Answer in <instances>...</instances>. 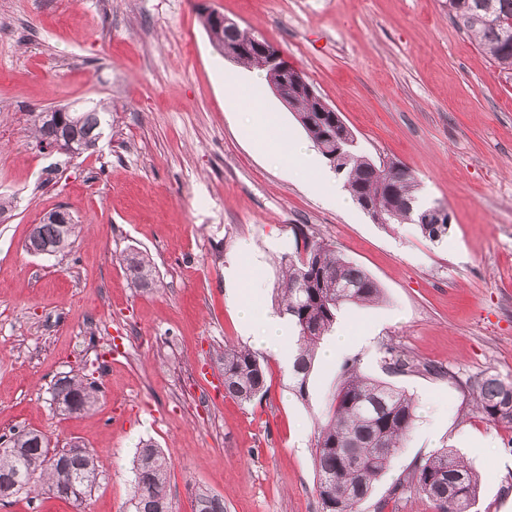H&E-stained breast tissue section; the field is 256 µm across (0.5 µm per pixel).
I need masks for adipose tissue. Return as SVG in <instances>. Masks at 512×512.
<instances>
[{
    "label": "adipose tissue",
    "mask_w": 512,
    "mask_h": 512,
    "mask_svg": "<svg viewBox=\"0 0 512 512\" xmlns=\"http://www.w3.org/2000/svg\"><path fill=\"white\" fill-rule=\"evenodd\" d=\"M282 160L290 165L294 175L306 179L309 186L327 202H341L333 183L322 173L314 148L306 142L299 141L284 153ZM259 295V285L254 276H245L236 293L235 301L242 327L247 334L253 336L259 346L278 355L284 365H291L294 352L289 349L288 342L292 337V328L285 317L269 311L256 315L255 303Z\"/></svg>",
    "instance_id": "1"
}]
</instances>
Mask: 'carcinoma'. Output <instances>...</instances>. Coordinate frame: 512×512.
<instances>
[{
  "label": "carcinoma",
  "mask_w": 512,
  "mask_h": 512,
  "mask_svg": "<svg viewBox=\"0 0 512 512\" xmlns=\"http://www.w3.org/2000/svg\"><path fill=\"white\" fill-rule=\"evenodd\" d=\"M448 15L480 45L500 71L512 73V0H448ZM202 25L214 45L224 44V26L215 13L201 15ZM238 63L266 71L267 82L276 74L264 66L256 54H245ZM289 105L307 119L299 122L321 156L344 179L351 197L369 198L385 213L388 224H404L413 219L420 204L417 181L407 169L383 167L355 152L353 144L331 160L326 152L342 139L354 140L344 127L341 115L336 122L321 119L311 111L305 92L291 90ZM63 128L50 124L41 115L34 119V138L41 144L66 135L75 147L89 143L110 125L109 103L99 100L77 109L65 110ZM449 223L418 224L420 235L440 242L448 235ZM79 234L78 224L41 222L35 225L26 249L43 256L64 253ZM303 248L280 259L281 279L277 287L280 314L288 317L296 332V356L289 378L295 393L306 396L307 380L316 350L332 331L338 311L345 305L372 306L383 300V289L367 272L347 261L336 247L302 227L295 232ZM126 270L138 288L157 285L155 266L149 257L132 250L124 256ZM224 371V393L249 403L265 393L264 362L244 346L226 345L217 358ZM100 388L96 381L69 376L64 386L52 385V401L57 410L69 413L68 399L76 398L81 411H88ZM476 408L495 425L512 429V382L487 377L472 389ZM412 395L388 382L364 374L353 359L345 364L342 381L336 389L327 417L317 423L315 465L317 493L323 512H356V507L373 491L387 471L391 458L408 439L414 424ZM356 448L360 461L350 463L348 452ZM134 476L130 505L132 512H171L166 493L170 463L151 441L141 443L133 460ZM94 455L85 448H52L47 438L37 444L32 430L12 433L0 448V500L20 493L53 494L73 490L83 501L98 481ZM440 512H468L481 483V476L458 453L441 449L418 461L408 476ZM196 512H224V500L201 490L196 495Z\"/></svg>",
  "instance_id": "carcinoma-1"
}]
</instances>
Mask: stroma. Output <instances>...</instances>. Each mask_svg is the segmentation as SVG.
I'll return each instance as SVG.
<instances>
[{"instance_id": "stroma-1", "label": "stroma", "mask_w": 512, "mask_h": 512, "mask_svg": "<svg viewBox=\"0 0 512 512\" xmlns=\"http://www.w3.org/2000/svg\"><path fill=\"white\" fill-rule=\"evenodd\" d=\"M217 10L278 48L377 162L406 165L419 197L444 207L447 237L384 227L356 202L327 203L262 149L225 77L250 71L213 46L200 14ZM112 103V124L78 157L38 147L47 106ZM0 435L43 432L98 457L82 503L19 494L0 512H130L133 457L152 441L171 461V512L197 488L224 512H322L316 422L345 361L405 389L414 428L359 512H439L406 477L442 448L482 477L470 512H512V432L472 410L475 383L512 381V77L448 15V0H0ZM66 208L82 226L71 252L25 242ZM308 226L383 288L337 315L353 345L316 359L306 397L264 352L268 391L224 394L216 362L249 345L225 273L252 270L272 308L278 260ZM159 286L136 288L129 250ZM409 368L387 374L385 363ZM444 375L433 374V367ZM93 377L95 408L64 415L58 376Z\"/></svg>"}]
</instances>
